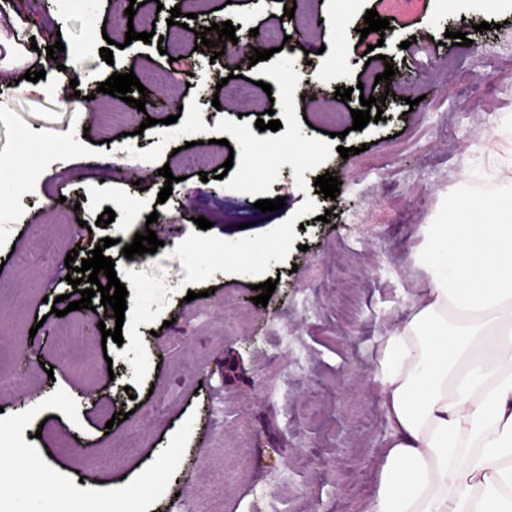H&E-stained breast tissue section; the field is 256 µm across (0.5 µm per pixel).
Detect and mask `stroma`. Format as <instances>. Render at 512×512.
Instances as JSON below:
<instances>
[{
  "mask_svg": "<svg viewBox=\"0 0 512 512\" xmlns=\"http://www.w3.org/2000/svg\"><path fill=\"white\" fill-rule=\"evenodd\" d=\"M129 4L95 0L87 11L79 0H48L24 20L0 14V70L22 76L15 93L0 95V157L24 155L27 178L18 193L12 171L0 170L9 188L0 201V352L14 377L0 388V448L23 449L26 464L47 469L37 489L46 512H66L74 498L111 512L130 503L137 512H362L386 431L372 370L381 337L424 286L413 263L421 229L444 195L463 181L479 190L473 172L512 154V134L502 131L512 117V0H297L306 27L256 0H147L132 25H114ZM174 7L188 14L186 26L170 24ZM370 9L388 19L391 36L360 37ZM218 20L240 35L257 29L253 46L280 49L310 76L295 90L302 133L331 132L333 152L304 177L311 185L328 173L341 183L335 199L315 195V213L299 215L306 195L286 164L270 191L284 208L244 226L255 196L201 180L199 165L186 164L216 138L220 119L252 124L270 106L240 56L184 43L183 28ZM483 22L489 30L477 31ZM130 29L157 39L126 41ZM448 30L465 33L468 45L445 38ZM16 31L37 44L20 65L9 56ZM110 39L118 47L107 62L99 50ZM58 41L66 50L56 78L84 83V98L23 79L49 64L46 46ZM389 63L396 81L376 82ZM130 71L148 90L141 111L97 90ZM155 73L189 83L172 99ZM357 85L362 96L335 99L336 88ZM364 96L384 98L382 119L356 130L351 112ZM166 165L177 181L161 204ZM108 208L114 221L98 226ZM328 210L330 222H321ZM294 215L296 247L271 263L267 305L252 301L259 277L222 272L187 300L174 250L197 231L195 217L236 240ZM147 226L161 247L126 258L124 245ZM106 237L113 244L103 254L128 291L123 324L97 296L92 309L52 314V300L73 291L67 253L90 258ZM117 325L122 343L103 342L102 328ZM283 330L297 355L274 346ZM63 336L80 362L60 358ZM105 403L126 420L110 423ZM127 435L134 448L112 461L113 441Z\"/></svg>",
  "mask_w": 512,
  "mask_h": 512,
  "instance_id": "1",
  "label": "stroma"
}]
</instances>
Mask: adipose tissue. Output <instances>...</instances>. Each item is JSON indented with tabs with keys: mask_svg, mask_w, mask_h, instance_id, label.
Wrapping results in <instances>:
<instances>
[{
	"mask_svg": "<svg viewBox=\"0 0 512 512\" xmlns=\"http://www.w3.org/2000/svg\"><path fill=\"white\" fill-rule=\"evenodd\" d=\"M464 198L424 225L425 286L380 342L388 433L364 512H512V174Z\"/></svg>",
	"mask_w": 512,
	"mask_h": 512,
	"instance_id": "obj_1",
	"label": "adipose tissue"
}]
</instances>
